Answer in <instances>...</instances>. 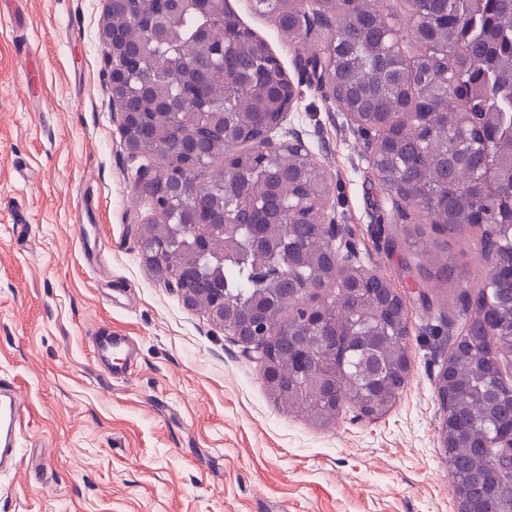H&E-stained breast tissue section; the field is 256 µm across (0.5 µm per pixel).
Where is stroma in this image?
Returning a JSON list of instances; mask_svg holds the SVG:
<instances>
[{
	"label": "stroma",
	"mask_w": 512,
	"mask_h": 512,
	"mask_svg": "<svg viewBox=\"0 0 512 512\" xmlns=\"http://www.w3.org/2000/svg\"><path fill=\"white\" fill-rule=\"evenodd\" d=\"M226 3L299 88L272 138L302 134L347 245L406 301L408 385L385 416L347 408L328 426L273 402L260 362L141 258L153 214L113 110L105 0H0V379L22 415L0 512H454L434 379L484 264L477 233L420 236L446 243L445 280L389 247L387 230L407 224L392 221L356 125L300 66L329 26L297 42L255 0ZM109 333L134 344L121 380L93 355Z\"/></svg>",
	"instance_id": "35a3bbf8"
}]
</instances>
